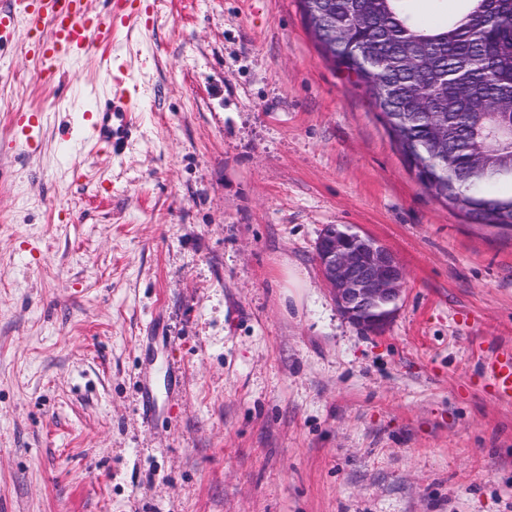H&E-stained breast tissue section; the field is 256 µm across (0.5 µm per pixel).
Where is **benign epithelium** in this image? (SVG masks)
<instances>
[{"mask_svg": "<svg viewBox=\"0 0 512 512\" xmlns=\"http://www.w3.org/2000/svg\"><path fill=\"white\" fill-rule=\"evenodd\" d=\"M315 252L320 275L346 318L366 331L384 330L404 291L395 255L357 231L341 237L332 224L323 228Z\"/></svg>", "mask_w": 512, "mask_h": 512, "instance_id": "benign-epithelium-1", "label": "benign epithelium"}]
</instances>
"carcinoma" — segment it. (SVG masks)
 Wrapping results in <instances>:
<instances>
[{"instance_id":"carcinoma-1","label":"carcinoma","mask_w":512,"mask_h":512,"mask_svg":"<svg viewBox=\"0 0 512 512\" xmlns=\"http://www.w3.org/2000/svg\"><path fill=\"white\" fill-rule=\"evenodd\" d=\"M415 2L358 0L360 21L347 15L350 0H300L302 14L323 12L314 28L334 64L355 69L365 46L388 61L369 67L365 85L400 156L422 165L423 189L481 225L512 229V140L487 137L505 118L473 111L512 100V0H458L437 26L418 19ZM413 48L421 57L407 66Z\"/></svg>"}]
</instances>
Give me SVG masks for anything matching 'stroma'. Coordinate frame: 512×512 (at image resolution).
<instances>
[{
	"instance_id": "35a3bbf8",
	"label": "stroma",
	"mask_w": 512,
	"mask_h": 512,
	"mask_svg": "<svg viewBox=\"0 0 512 512\" xmlns=\"http://www.w3.org/2000/svg\"><path fill=\"white\" fill-rule=\"evenodd\" d=\"M132 8L52 74L0 48V512H512L475 367L512 347V232L424 191L299 0ZM113 80L119 158L84 139ZM327 224L402 265L383 333L324 285Z\"/></svg>"
}]
</instances>
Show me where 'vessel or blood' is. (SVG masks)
<instances>
[{
    "label": "vessel or blood",
    "mask_w": 512,
    "mask_h": 512,
    "mask_svg": "<svg viewBox=\"0 0 512 512\" xmlns=\"http://www.w3.org/2000/svg\"><path fill=\"white\" fill-rule=\"evenodd\" d=\"M18 9L0 16V39L7 25L24 20L27 31L38 33L37 55L40 60L60 67L82 56L92 47L93 33L111 30L112 18L129 24L131 14L126 11V0H110L108 16L91 14L88 0H16ZM134 106L122 93H113L110 99L97 103L95 121L89 136L106 145L113 155H121L136 132ZM479 369L490 380L496 397L512 404V348L491 351L484 356Z\"/></svg>",
    "instance_id": "vessel-or-blood-1"
}]
</instances>
